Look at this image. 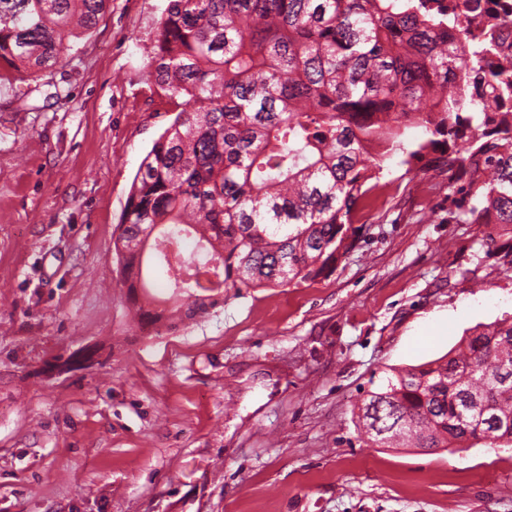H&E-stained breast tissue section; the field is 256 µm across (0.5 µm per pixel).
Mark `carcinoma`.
Wrapping results in <instances>:
<instances>
[{
	"instance_id": "carcinoma-1",
	"label": "carcinoma",
	"mask_w": 512,
	"mask_h": 512,
	"mask_svg": "<svg viewBox=\"0 0 512 512\" xmlns=\"http://www.w3.org/2000/svg\"><path fill=\"white\" fill-rule=\"evenodd\" d=\"M108 0H0V62L38 75ZM512 10L490 0H168L149 67L180 107L140 162L115 239L139 320L192 319L244 288L330 275L398 153L448 170L458 224L512 228ZM420 136L409 139V131ZM202 242L204 279L155 291L156 241ZM366 442L512 447V321L392 370Z\"/></svg>"
}]
</instances>
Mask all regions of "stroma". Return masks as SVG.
Returning <instances> with one entry per match:
<instances>
[{"mask_svg": "<svg viewBox=\"0 0 512 512\" xmlns=\"http://www.w3.org/2000/svg\"><path fill=\"white\" fill-rule=\"evenodd\" d=\"M167 4L109 0L45 79L0 66V512H512V447L355 425L390 370L512 320V233L452 223L447 172L392 160L331 275L145 335L114 231L177 112L146 67Z\"/></svg>", "mask_w": 512, "mask_h": 512, "instance_id": "35a3bbf8", "label": "stroma"}]
</instances>
